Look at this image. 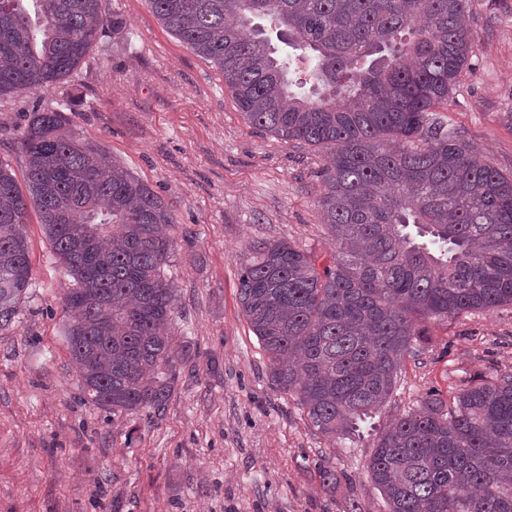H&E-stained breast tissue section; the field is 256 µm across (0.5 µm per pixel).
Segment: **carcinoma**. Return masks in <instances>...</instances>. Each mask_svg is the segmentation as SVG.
I'll return each mask as SVG.
<instances>
[{
	"mask_svg": "<svg viewBox=\"0 0 512 512\" xmlns=\"http://www.w3.org/2000/svg\"><path fill=\"white\" fill-rule=\"evenodd\" d=\"M223 74L251 126L327 150L319 208L333 263L283 240L247 247L239 303L271 384L323 435L351 436L395 388L431 324L512 304V174L438 117L468 67L470 0H149ZM107 0H0V97L65 80ZM289 49L276 56L272 40ZM320 96L300 93L305 76ZM25 187L0 163V330L31 286L36 210L73 279L65 328L85 397L112 414L165 410L184 349L165 266L169 204L35 107ZM388 512H512V375L435 393L373 438Z\"/></svg>",
	"mask_w": 512,
	"mask_h": 512,
	"instance_id": "1",
	"label": "carcinoma"
}]
</instances>
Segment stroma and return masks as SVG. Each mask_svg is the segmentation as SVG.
<instances>
[{"mask_svg":"<svg viewBox=\"0 0 512 512\" xmlns=\"http://www.w3.org/2000/svg\"><path fill=\"white\" fill-rule=\"evenodd\" d=\"M107 13L124 29L66 80L0 97V161L23 178L27 110L66 104L80 139L169 203L171 331L189 354L162 413L87 402L64 335L71 279L29 213L31 288L0 330V512H347L352 498L387 512L367 472L375 430L428 392L448 400L512 374V305L432 326L362 437H324L271 386L238 300L252 241L284 239L331 263L317 206L324 153L249 126L219 69L164 29L149 0H107ZM469 24L474 52L440 117L512 174V0H471Z\"/></svg>","mask_w":512,"mask_h":512,"instance_id":"obj_1","label":"stroma"}]
</instances>
